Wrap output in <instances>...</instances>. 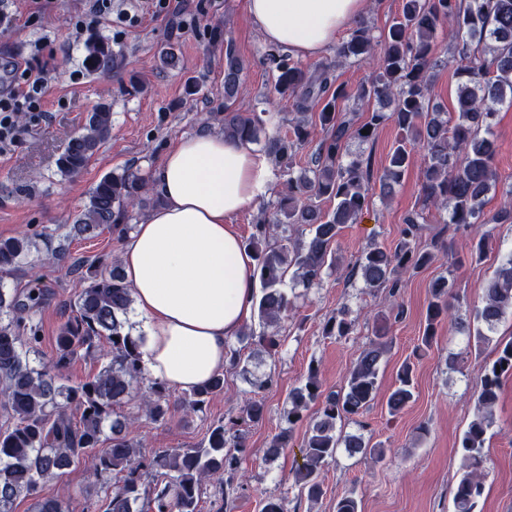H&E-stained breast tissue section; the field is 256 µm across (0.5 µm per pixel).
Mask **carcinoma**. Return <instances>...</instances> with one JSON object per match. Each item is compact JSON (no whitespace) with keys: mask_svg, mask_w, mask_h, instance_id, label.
Wrapping results in <instances>:
<instances>
[{"mask_svg":"<svg viewBox=\"0 0 512 512\" xmlns=\"http://www.w3.org/2000/svg\"><path fill=\"white\" fill-rule=\"evenodd\" d=\"M447 23L452 26L453 55L460 62L456 111L452 113L443 111L432 95L437 39ZM334 53L336 65L365 63L374 69V77L352 93L335 84L327 65L309 70L280 48L270 46L263 52V62L274 76V93L291 101L295 111L288 137L269 133L263 113L236 108L245 91L244 64L232 41L224 40V111L211 112L209 118L221 123L227 138L263 144L267 158L290 172L276 202L261 210L244 241L256 261L261 293L255 312L262 327L259 333L250 330L245 336L269 355L282 345L281 322L297 299L293 290L299 285L307 290L321 286L325 270L339 266L342 225L354 224L368 213L374 197L392 194L411 164L414 148L422 151L424 205L448 211L446 223L474 230L470 259H483L495 225L512 222L509 209L485 211V198L497 186L493 119L500 106H512V0H402L401 11L387 30L376 36L360 20L335 45ZM84 65L96 74L114 72L122 68V57L109 42L92 39L85 45ZM353 97L372 105L361 119L340 112V103ZM313 103L322 104L315 121L308 115ZM388 122L398 128L400 137L390 151L388 165L376 173L369 159L348 153L347 146L353 139L372 141ZM364 130L368 134H362ZM111 135L112 111L101 104L88 114L81 132L69 139L58 159L59 171L71 176L85 170ZM312 142L316 149L308 166L292 176L296 149ZM148 192V178L131 167L101 178L75 217L73 230L94 237L107 228L115 239L126 238L132 229L130 212L143 203ZM321 199L336 202L332 211L320 210L316 201ZM425 223L424 210L408 213L394 250L368 246L347 267L346 275L360 277L370 291L386 288L393 301H398L402 275L437 257L419 246ZM35 248L25 233L0 239V402L12 415V422L0 428V512H11L19 496L37 495L43 484L78 464L97 476L115 475L104 512H200L207 482L216 488L211 512H224L229 500L244 489L240 475L244 426L264 416V404L254 395L274 386V374L250 372L249 360L237 349L230 351L229 364L242 366L253 393L243 401L240 414L212 425L207 438L195 448L143 455L128 439L135 418L116 411L146 380L143 340L132 335L129 322L133 291L124 281L119 260L105 267H88L87 286L71 298L72 315L58 330L54 358L38 367L30 355L42 339L35 320L47 297L42 276L33 277L22 290L5 286V278L20 267L35 264ZM454 288L450 275L430 283L423 346H431L437 338ZM350 313L346 305L332 312L322 334L349 335L354 327ZM509 316L512 253L487 282L474 324L467 323L464 329L476 344H485L490 341L489 333ZM387 331V318L375 316L374 336L337 393L323 394L318 369L310 366L289 398L288 429L270 441L267 455L275 457L289 447L291 429L303 421L309 405L321 401L302 444V463L293 472L298 496L312 503L325 494L321 470L335 458L338 448L352 455L370 454L379 461L385 458L381 446L369 445L361 435L336 434V420L362 414L377 397L379 363L389 347ZM82 354H94L102 364L97 372L72 383L65 372ZM496 354L482 368L477 414L461 438L464 470L453 489L454 512H475L484 493L486 435L494 424L502 377L512 374V340L498 343ZM412 384L413 366L405 362L387 400L390 414H397L411 401ZM223 390L224 374L218 372L185 394L179 409L186 417L200 412ZM168 392L166 384L148 381L142 405L151 419L163 420L171 413ZM107 431L110 446L99 452Z\"/></svg>","mask_w":512,"mask_h":512,"instance_id":"1","label":"carcinoma"}]
</instances>
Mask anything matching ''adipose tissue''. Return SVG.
I'll use <instances>...</instances> for the list:
<instances>
[{
    "instance_id": "adipose-tissue-1",
    "label": "adipose tissue",
    "mask_w": 512,
    "mask_h": 512,
    "mask_svg": "<svg viewBox=\"0 0 512 512\" xmlns=\"http://www.w3.org/2000/svg\"><path fill=\"white\" fill-rule=\"evenodd\" d=\"M368 0H247L265 44L306 57L324 53ZM269 179L250 144L213 132L183 137L153 172L163 203L137 224L119 255L145 336L143 361L184 392L226 363L229 341L249 322L255 260L233 228Z\"/></svg>"
}]
</instances>
